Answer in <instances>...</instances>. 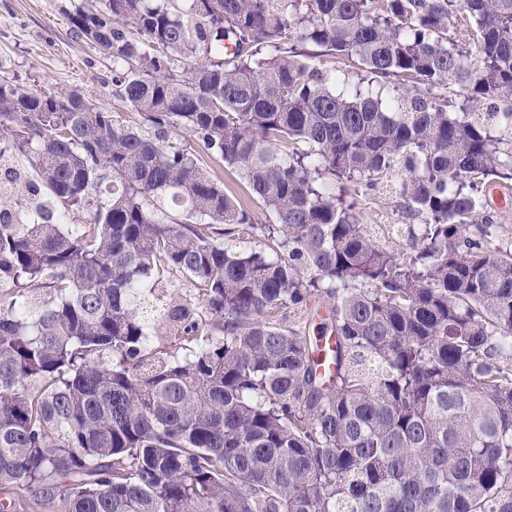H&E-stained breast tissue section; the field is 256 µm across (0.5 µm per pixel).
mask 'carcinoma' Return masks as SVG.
Segmentation results:
<instances>
[{"mask_svg":"<svg viewBox=\"0 0 512 512\" xmlns=\"http://www.w3.org/2000/svg\"><path fill=\"white\" fill-rule=\"evenodd\" d=\"M68 19L139 120L0 78V138L38 177L0 175V490L60 512H512V244L489 198L512 196V0ZM387 194L419 223H362ZM316 304L332 348L284 322ZM198 158L212 177L224 186V191L237 197L254 216L256 224H273L274 218L266 211L261 202L256 200L249 188L243 184L237 174L223 161L212 157L199 149ZM10 497L15 503L12 512H56L57 504L41 501L32 492L23 488H14L10 491Z\"/></svg>","mask_w":512,"mask_h":512,"instance_id":"cac0c4a2","label":"carcinoma"}]
</instances>
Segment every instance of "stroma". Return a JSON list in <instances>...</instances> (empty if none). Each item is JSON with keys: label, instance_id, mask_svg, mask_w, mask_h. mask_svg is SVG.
<instances>
[{"label": "stroma", "instance_id": "stroma-1", "mask_svg": "<svg viewBox=\"0 0 512 512\" xmlns=\"http://www.w3.org/2000/svg\"><path fill=\"white\" fill-rule=\"evenodd\" d=\"M72 5L73 0H0V77L43 90L74 89L114 115L135 119L128 104L112 95L111 60L72 32L67 19ZM198 158L256 223H272L231 168L203 152Z\"/></svg>", "mask_w": 512, "mask_h": 512}]
</instances>
